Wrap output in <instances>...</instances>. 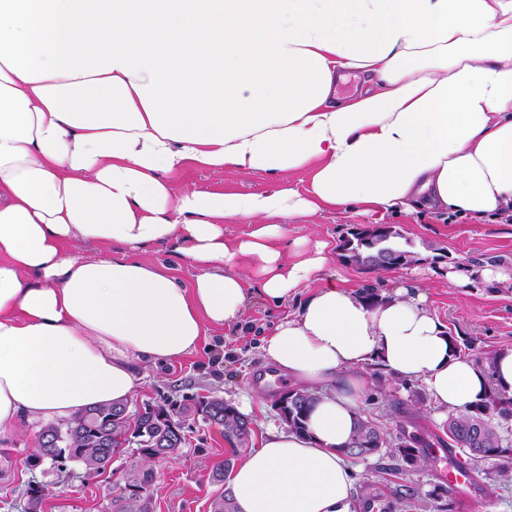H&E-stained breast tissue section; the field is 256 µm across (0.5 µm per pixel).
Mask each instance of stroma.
I'll list each match as a JSON object with an SVG mask.
<instances>
[{"instance_id": "1", "label": "stroma", "mask_w": 512, "mask_h": 512, "mask_svg": "<svg viewBox=\"0 0 512 512\" xmlns=\"http://www.w3.org/2000/svg\"><path fill=\"white\" fill-rule=\"evenodd\" d=\"M309 171L282 176L286 186L304 190ZM260 172L209 171L187 169L175 180L177 192L224 190L241 194L262 193L278 181ZM389 224L407 238L419 256L417 264L376 275L343 260L339 244L357 225ZM291 237L327 242L330 261L327 275L346 279L358 291H366L376 278H384L385 292H393L400 280L421 282L430 310L455 339L473 338L470 360L481 353L512 348V286L475 287L468 292L449 287L446 272L450 263L480 269L498 266L512 269V223L445 218L429 209L413 214L375 211L362 213L342 207L318 215L296 219L289 226ZM447 250L449 261L437 260L438 250ZM297 299L273 304L250 295L240 324L215 327L191 354L177 361L154 367L145 366L143 379L128 402L130 411L166 396L180 400L201 393L219 392L251 420L250 447H257L266 424L281 426L273 407L277 393L288 389L287 379L270 368L259 343L279 321L292 315ZM384 398L371 402L360 399L361 416L374 420L390 443L404 437H417L420 447L447 442L445 411L436 408L425 385L406 382L381 374ZM39 425L32 424L6 448L0 447V512H27V491L31 485L45 486L40 512H112V499L124 486V473L140 463L135 448L114 456L102 474L89 477L74 463L55 466L44 462L30 467ZM233 452L217 427L195 422L178 454L153 461L154 482L150 488L154 512H210V501L218 487L210 480L212 470L232 458ZM354 491L351 512H360L363 497L375 493L391 497L400 485L412 487L416 500L405 512H512V479L497 476L496 460H484L473 468L474 491L464 496L449 489L442 471L445 462L430 456L423 467L389 470V459L374 455L349 459Z\"/></svg>"}]
</instances>
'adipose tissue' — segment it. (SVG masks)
I'll return each mask as SVG.
<instances>
[{
    "instance_id": "adipose-tissue-1",
    "label": "adipose tissue",
    "mask_w": 512,
    "mask_h": 512,
    "mask_svg": "<svg viewBox=\"0 0 512 512\" xmlns=\"http://www.w3.org/2000/svg\"><path fill=\"white\" fill-rule=\"evenodd\" d=\"M381 91L336 103L342 73ZM188 168L311 172L306 191L176 192ZM355 204L512 214V0H0V444L26 423L127 402L138 366L240 320L248 291L308 289L263 340L267 363L320 390L307 436L241 450L238 512H350L340 448L379 361L463 413L488 384L418 284L368 305L327 277L328 245L289 221ZM243 221L244 237L224 236ZM115 245L74 255L72 238ZM182 241L184 284L142 260Z\"/></svg>"
}]
</instances>
